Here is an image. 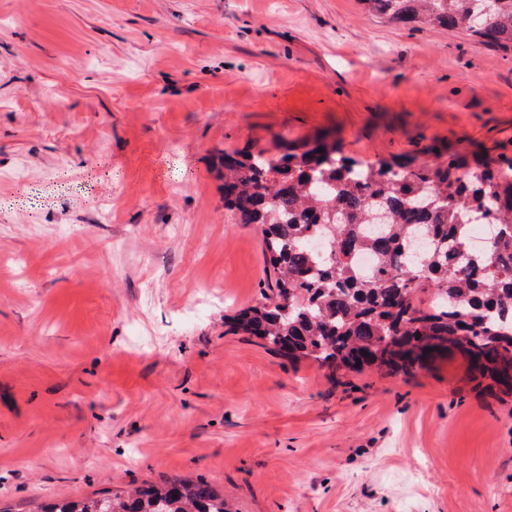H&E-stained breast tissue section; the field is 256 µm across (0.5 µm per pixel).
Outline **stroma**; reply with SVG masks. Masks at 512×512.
I'll use <instances>...</instances> for the list:
<instances>
[{"label":"stroma","mask_w":512,"mask_h":512,"mask_svg":"<svg viewBox=\"0 0 512 512\" xmlns=\"http://www.w3.org/2000/svg\"><path fill=\"white\" fill-rule=\"evenodd\" d=\"M512 163V51L360 0H0V506L204 478L239 512H512V394L232 334L219 157ZM70 226L69 235L56 233Z\"/></svg>","instance_id":"stroma-1"}]
</instances>
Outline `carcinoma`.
Returning a JSON list of instances; mask_svg holds the SVG:
<instances>
[{"label": "carcinoma", "instance_id": "obj_1", "mask_svg": "<svg viewBox=\"0 0 512 512\" xmlns=\"http://www.w3.org/2000/svg\"><path fill=\"white\" fill-rule=\"evenodd\" d=\"M402 26L460 29L512 49V0H361ZM279 153L226 152L224 208L261 230L270 282L227 321L280 355L321 367L410 373L460 353L512 390V166L455 157L412 167L363 163L321 134ZM498 237L472 248L478 225ZM377 261L368 273L361 251ZM431 352H425V349ZM43 512H235L204 480L170 479L120 495L60 496Z\"/></svg>", "mask_w": 512, "mask_h": 512}]
</instances>
